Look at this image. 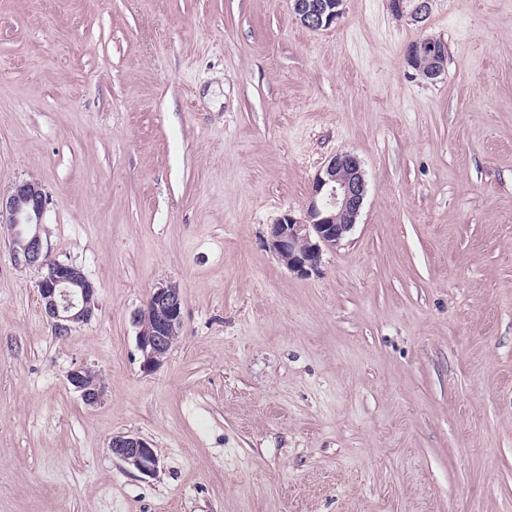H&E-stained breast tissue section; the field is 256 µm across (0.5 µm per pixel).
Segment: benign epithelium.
Listing matches in <instances>:
<instances>
[{"instance_id":"obj_1","label":"benign epithelium","mask_w":512,"mask_h":512,"mask_svg":"<svg viewBox=\"0 0 512 512\" xmlns=\"http://www.w3.org/2000/svg\"><path fill=\"white\" fill-rule=\"evenodd\" d=\"M293 11L300 24L309 30H320L335 23L343 14L344 0H292ZM432 0H389L392 13L416 23L426 20ZM421 55L415 46L408 49L411 66L427 79H435L444 71L446 46L433 38ZM367 194V183L361 160L351 153L331 157L316 173L306 212L300 218L284 213L268 227L267 244L293 272L307 275L317 269L322 252L335 248L356 225ZM46 194L36 182L14 185L0 193V223L10 231V251L15 265L36 268L42 272L37 287L45 315L54 333L66 336L78 324L90 322L98 310L97 288L75 266L49 259L43 238V216ZM151 320L135 316L138 327L137 345L141 352V368L149 373L159 368L183 325V300L174 284L154 288L146 304ZM91 370L79 368L67 380L85 404H96L104 386L90 384ZM112 455L144 476L158 470L159 457L147 440L130 434H119L110 442Z\"/></svg>"}]
</instances>
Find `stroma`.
Returning a JSON list of instances; mask_svg holds the SVG:
<instances>
[{"instance_id":"stroma-1","label":"stroma","mask_w":512,"mask_h":512,"mask_svg":"<svg viewBox=\"0 0 512 512\" xmlns=\"http://www.w3.org/2000/svg\"><path fill=\"white\" fill-rule=\"evenodd\" d=\"M340 152L364 206L297 274L267 226ZM21 181L99 308L55 335L0 235V512H512V0H346L319 31L290 0H0ZM169 282L183 327L147 374L134 316ZM431 2L432 0H389V5L395 15L421 23L430 13ZM427 53L424 56L426 62H422V56L415 45L408 49V60L411 66L427 79H435L444 71L447 56L446 46L433 38H426ZM92 371L88 368H79L72 370L67 375V380L77 392L86 405L96 404L103 395L104 386L97 381L95 384L90 385L89 375ZM112 455L144 476H153L158 470L159 457L147 440L130 434H119L110 442Z\"/></svg>"}]
</instances>
